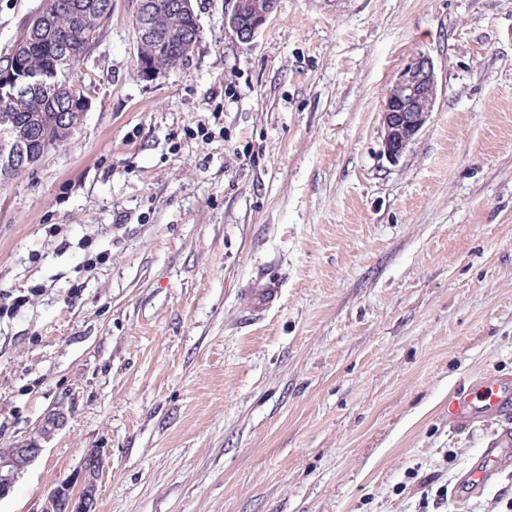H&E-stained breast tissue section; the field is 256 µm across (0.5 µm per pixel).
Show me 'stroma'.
I'll list each match as a JSON object with an SVG mask.
<instances>
[{
    "label": "stroma",
    "mask_w": 512,
    "mask_h": 512,
    "mask_svg": "<svg viewBox=\"0 0 512 512\" xmlns=\"http://www.w3.org/2000/svg\"><path fill=\"white\" fill-rule=\"evenodd\" d=\"M42 3L0 0V60ZM136 7L77 66L71 140L0 182V448L68 416L0 512L92 450L96 512H505L512 474L445 491L497 430L449 401L512 378V0H278L249 44L194 0L152 81ZM420 54L437 97L393 161ZM437 87L434 64L429 56L422 54L411 59L386 90L380 121L384 154L390 159L401 156L425 127ZM425 102L427 105L423 107ZM279 298V288L275 283H268L263 288H257L249 295V303L255 314H261L276 305Z\"/></svg>",
    "instance_id": "1"
}]
</instances>
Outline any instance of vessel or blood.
Here are the masks:
<instances>
[{
  "label": "vessel or blood",
  "mask_w": 512,
  "mask_h": 512,
  "mask_svg": "<svg viewBox=\"0 0 512 512\" xmlns=\"http://www.w3.org/2000/svg\"><path fill=\"white\" fill-rule=\"evenodd\" d=\"M278 298L279 289L271 282L252 291L249 303L252 311L260 314L275 306ZM449 413L460 429L487 420L497 421L500 426L459 483L467 494L480 493L495 476L512 471V379L487 377L472 382L451 402Z\"/></svg>",
  "instance_id": "b4317fda"
}]
</instances>
